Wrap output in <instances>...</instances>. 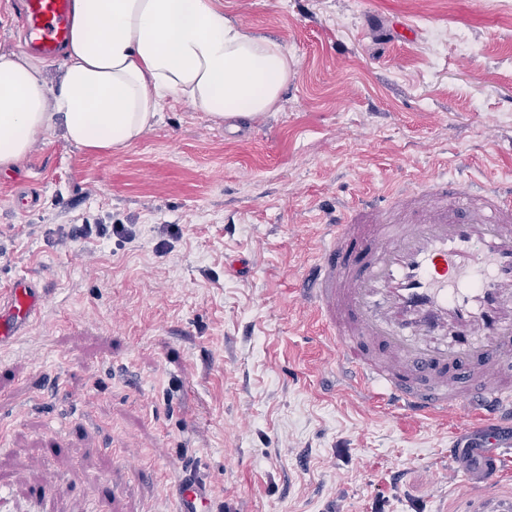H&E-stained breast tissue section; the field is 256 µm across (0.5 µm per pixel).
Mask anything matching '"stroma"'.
<instances>
[{
  "instance_id": "obj_1",
  "label": "stroma",
  "mask_w": 512,
  "mask_h": 512,
  "mask_svg": "<svg viewBox=\"0 0 512 512\" xmlns=\"http://www.w3.org/2000/svg\"><path fill=\"white\" fill-rule=\"evenodd\" d=\"M224 10L293 60L264 117L171 100L125 149L50 131L0 172V284L47 290L0 350V512H29L49 471V512H168L192 469L210 512H467L480 489L448 445L480 446L469 415L363 398L300 294L328 213L357 196L436 170L512 181V0Z\"/></svg>"
}]
</instances>
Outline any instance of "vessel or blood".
I'll return each instance as SVG.
<instances>
[{
	"label": "vessel or blood",
	"mask_w": 512,
	"mask_h": 512,
	"mask_svg": "<svg viewBox=\"0 0 512 512\" xmlns=\"http://www.w3.org/2000/svg\"><path fill=\"white\" fill-rule=\"evenodd\" d=\"M72 0H23L29 49L56 57ZM0 295V347L46 301L26 277ZM337 367L363 395L416 419L466 412L484 434L475 464L496 482L512 447V184L433 179L363 197L326 225L301 292ZM175 512H199L201 479L176 483Z\"/></svg>",
	"instance_id": "b4317fda"
}]
</instances>
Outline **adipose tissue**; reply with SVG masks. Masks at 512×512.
I'll return each instance as SVG.
<instances>
[{
  "label": "adipose tissue",
  "instance_id": "adipose-tissue-1",
  "mask_svg": "<svg viewBox=\"0 0 512 512\" xmlns=\"http://www.w3.org/2000/svg\"><path fill=\"white\" fill-rule=\"evenodd\" d=\"M49 68L0 51V171L58 126L89 151L129 147L175 98L218 123L258 118L291 74L287 49L225 15L221 0H73L59 86Z\"/></svg>",
  "mask_w": 512,
  "mask_h": 512
}]
</instances>
